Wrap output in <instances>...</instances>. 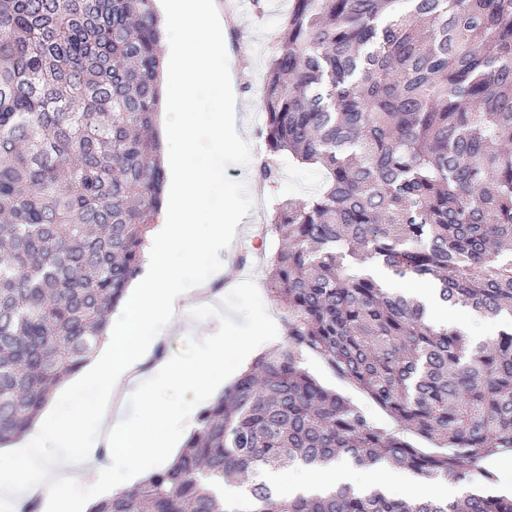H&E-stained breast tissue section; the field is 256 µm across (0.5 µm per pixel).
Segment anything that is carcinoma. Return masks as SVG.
I'll return each instance as SVG.
<instances>
[{
    "label": "carcinoma",
    "mask_w": 512,
    "mask_h": 512,
    "mask_svg": "<svg viewBox=\"0 0 512 512\" xmlns=\"http://www.w3.org/2000/svg\"><path fill=\"white\" fill-rule=\"evenodd\" d=\"M395 2L291 0L258 170L288 347L202 410L171 465L89 512H512V495L469 489L277 498L257 481L349 458L468 485L512 451V324L475 344L356 271L376 261L450 306L512 317V0ZM158 43L153 0H0V446L88 362L141 271L165 184ZM286 158L321 176L298 203L275 195ZM309 351L403 434L324 387Z\"/></svg>",
    "instance_id": "obj_1"
}]
</instances>
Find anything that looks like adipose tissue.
<instances>
[{
    "mask_svg": "<svg viewBox=\"0 0 512 512\" xmlns=\"http://www.w3.org/2000/svg\"><path fill=\"white\" fill-rule=\"evenodd\" d=\"M156 2L168 73L161 121L171 147V188L178 204L156 224L145 248L146 274L126 305L113 313L85 371L99 386V401L71 411L65 402L69 390L61 388L26 438L0 452L14 462L0 470V506L8 512L39 490L65 502L76 492L95 497L105 479L114 488H126L128 472L182 437L197 406L211 402L228 377L225 357L233 354L243 361L251 353L250 344L227 342L189 317L199 303L215 319L224 317L222 296L208 294L205 284L207 278L227 274L224 252L232 227L223 216H211L208 231L198 232L200 216L210 211L209 178L187 159L196 136L191 108L199 86L221 85L229 78L224 17L214 0ZM164 337L200 339L201 357L191 377H183L174 360L155 358L154 348ZM183 380L195 390L193 404L161 398L164 386ZM51 453L61 466H46ZM336 485L358 493L369 488L343 459L322 470H299L286 489L294 496Z\"/></svg>",
    "mask_w": 512,
    "mask_h": 512,
    "instance_id": "ef3b65f1",
    "label": "adipose tissue"
}]
</instances>
